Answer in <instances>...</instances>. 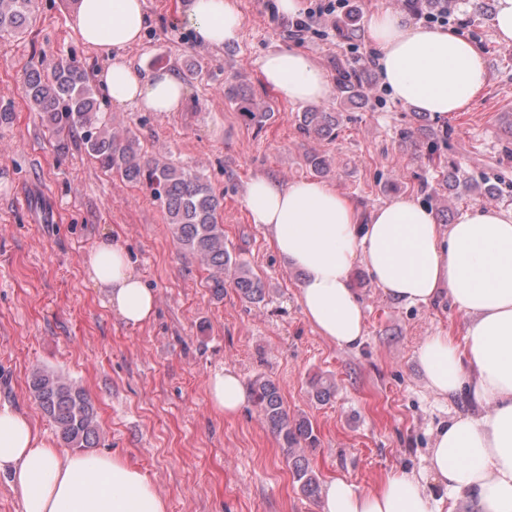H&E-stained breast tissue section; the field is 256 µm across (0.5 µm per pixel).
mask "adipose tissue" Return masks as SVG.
I'll return each mask as SVG.
<instances>
[{
	"instance_id": "1",
	"label": "adipose tissue",
	"mask_w": 512,
	"mask_h": 512,
	"mask_svg": "<svg viewBox=\"0 0 512 512\" xmlns=\"http://www.w3.org/2000/svg\"><path fill=\"white\" fill-rule=\"evenodd\" d=\"M185 21L197 45L218 49L238 39L235 0H188ZM148 23L146 0H78L70 26L106 60L97 80L116 107L176 112L185 87L171 69L140 73L128 56ZM366 37L394 100L437 117L463 110L487 82L482 56L463 35L371 14ZM267 85L291 103L332 94L325 71L299 49L264 55ZM244 204L265 225L277 254L303 273L299 303L309 323L342 349L365 335L363 305L351 283L363 264L391 299L428 305L449 298L467 323L461 340L429 337L418 362L429 389L448 398L468 391L478 412L457 414L432 434L421 471L388 474L363 490L343 476L328 479L321 512H512V209L473 205L449 227L431 208L402 196L363 217L327 183L301 178L284 185L252 178ZM126 326L152 320L156 297L117 240L98 242L84 261ZM211 407L236 416L248 398L230 367L207 379ZM0 474L19 494L22 512H167L149 478L117 454L53 448L23 412L0 406Z\"/></svg>"
}]
</instances>
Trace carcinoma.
I'll return each instance as SVG.
<instances>
[{"instance_id":"obj_1","label":"carcinoma","mask_w":512,"mask_h":512,"mask_svg":"<svg viewBox=\"0 0 512 512\" xmlns=\"http://www.w3.org/2000/svg\"><path fill=\"white\" fill-rule=\"evenodd\" d=\"M31 3L0 0V33L20 32L30 20ZM337 70L339 103L370 99L373 82L366 68L339 65ZM26 88L59 148L66 149L71 140L80 142L101 169L143 185L163 203L174 243L210 271L216 297L224 296V280L229 278L247 302L263 300L262 280L224 244V225L219 222L222 200L202 175L149 158L142 154L135 137L112 131L99 112L88 75L70 62H60L49 75L28 73ZM224 99L259 126L274 116L273 107L257 104L249 88L235 76L224 81ZM336 127L334 112L311 106L301 114V129L308 137L334 138ZM28 389L67 447L85 450L98 446L97 410L82 387L59 372L37 367L28 376ZM251 391L260 415L286 450L294 481L304 494L316 496L319 481L303 455L304 448L317 443L311 424L289 415L274 381L258 378L251 383Z\"/></svg>"}]
</instances>
